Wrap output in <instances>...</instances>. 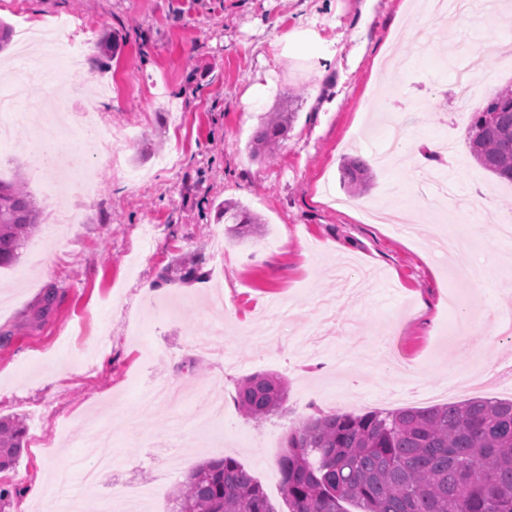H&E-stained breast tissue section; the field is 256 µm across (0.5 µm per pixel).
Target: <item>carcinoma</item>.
<instances>
[{"label": "carcinoma", "mask_w": 512, "mask_h": 512, "mask_svg": "<svg viewBox=\"0 0 512 512\" xmlns=\"http://www.w3.org/2000/svg\"><path fill=\"white\" fill-rule=\"evenodd\" d=\"M296 113H268L247 145L254 157L273 156L287 139ZM472 159L512 184V87L473 112L467 128ZM373 173L360 155L345 158L340 183L354 196ZM41 223V213L19 177L0 180V268L14 264ZM228 234L243 241L261 232L260 218L240 204L224 205ZM180 279L202 277L201 259L185 257ZM283 379H243L236 403L262 420L282 408ZM23 417L0 418V470L15 464L26 440ZM288 512H512V399H468L392 412L324 414L288 430L278 460ZM172 512H278L261 484L235 458L196 466L171 495Z\"/></svg>", "instance_id": "obj_1"}]
</instances>
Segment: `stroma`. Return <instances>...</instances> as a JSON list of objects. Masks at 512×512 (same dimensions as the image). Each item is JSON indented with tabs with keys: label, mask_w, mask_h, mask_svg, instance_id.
Here are the masks:
<instances>
[{
	"label": "stroma",
	"mask_w": 512,
	"mask_h": 512,
	"mask_svg": "<svg viewBox=\"0 0 512 512\" xmlns=\"http://www.w3.org/2000/svg\"><path fill=\"white\" fill-rule=\"evenodd\" d=\"M85 20L89 46L75 91L77 109L94 102L101 126L138 132L120 166L95 158L79 129L69 138L93 165L99 191L83 223L61 235L43 226L19 261L0 268V416L30 404L46 410V426L74 420L51 453L28 442L0 484L80 482L93 460L83 430L112 431L111 473L99 492L84 493L76 512H96L100 494L128 484H155L159 500L132 512H160L187 473L230 456L280 502L278 458L290 424L323 413L425 408L446 399H512V384L469 388L445 397L444 387L476 365L512 368V336L486 329L512 295V238L478 236L477 224L512 212V185L496 181L471 158L469 117L451 99L456 70L472 42L489 54L493 84L512 83V28L474 10L454 21L419 13L408 0H0V19L53 25ZM118 46L104 57L103 36ZM18 43L0 52V96L27 112L8 147H0V179L22 174L43 217L59 209L30 172L29 143L41 125V100L23 93ZM326 75L315 80L314 66ZM412 105L407 142L453 139L435 178L455 182L476 202L460 240L474 252L475 274L455 280L448 259L428 240L454 224L414 201L415 167L384 168L377 159L384 132L365 131L369 104ZM298 112L273 159L250 157L246 145L266 112ZM360 154L373 170L364 205H333L344 156ZM411 203L414 224L403 234L364 216L365 205ZM242 203L263 221L261 234L225 240V204ZM200 252L203 279L159 290L164 268ZM56 289L44 309L47 289ZM468 326L458 343L448 325ZM224 323L231 355L225 366L198 356L195 336ZM273 373L288 382V400L262 422L239 412L236 387ZM195 383L178 407L140 414L150 379ZM225 395L221 444L196 437L193 419L212 393ZM184 446L180 471L161 474L155 445Z\"/></svg>",
	"instance_id": "1"
}]
</instances>
